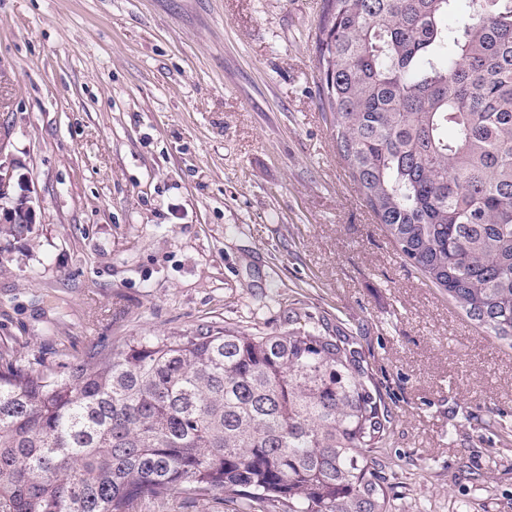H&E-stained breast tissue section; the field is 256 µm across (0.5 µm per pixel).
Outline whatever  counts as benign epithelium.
<instances>
[{
    "mask_svg": "<svg viewBox=\"0 0 512 512\" xmlns=\"http://www.w3.org/2000/svg\"><path fill=\"white\" fill-rule=\"evenodd\" d=\"M20 169V162L8 151V141L0 137V224H10L18 232L37 223L35 188Z\"/></svg>",
    "mask_w": 512,
    "mask_h": 512,
    "instance_id": "benign-epithelium-1",
    "label": "benign epithelium"
}]
</instances>
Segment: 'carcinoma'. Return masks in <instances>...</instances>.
<instances>
[{"label": "carcinoma", "instance_id": "carcinoma-1", "mask_svg": "<svg viewBox=\"0 0 512 512\" xmlns=\"http://www.w3.org/2000/svg\"><path fill=\"white\" fill-rule=\"evenodd\" d=\"M326 0L336 150L392 243L512 343V0ZM0 512H131L184 488L243 512H391L394 417L341 327L139 336L62 371L3 357Z\"/></svg>", "mask_w": 512, "mask_h": 512}]
</instances>
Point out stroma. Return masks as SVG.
<instances>
[{"instance_id":"stroma-1","label":"stroma","mask_w":512,"mask_h":512,"mask_svg":"<svg viewBox=\"0 0 512 512\" xmlns=\"http://www.w3.org/2000/svg\"><path fill=\"white\" fill-rule=\"evenodd\" d=\"M325 0H0V134L38 224L0 232V350L339 323L395 414L392 512H512V346L405 263L336 152ZM133 512H233L179 491Z\"/></svg>"}]
</instances>
